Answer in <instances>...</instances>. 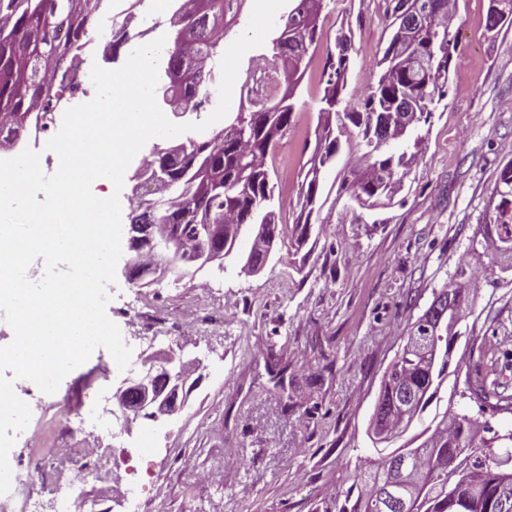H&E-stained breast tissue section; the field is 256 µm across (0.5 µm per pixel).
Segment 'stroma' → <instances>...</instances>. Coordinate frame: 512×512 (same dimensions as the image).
Here are the masks:
<instances>
[{"label":"stroma","instance_id":"obj_1","mask_svg":"<svg viewBox=\"0 0 512 512\" xmlns=\"http://www.w3.org/2000/svg\"><path fill=\"white\" fill-rule=\"evenodd\" d=\"M491 0H458L452 28L458 52L447 104L437 107L411 172L391 198L363 209L327 200L298 250L275 245L264 268L243 271L242 236L223 260L157 271L141 290L177 283L171 313L193 306V331L150 351L209 359L190 366L197 384L183 408L154 428L137 464L146 485L141 512H323L328 493L349 487L376 452L367 434L383 375L435 291L469 260L496 175L512 160V26L487 31ZM385 0H336L306 70L292 130L268 156L280 193L279 224L299 209L300 170L315 143L321 61L336 31L349 26L357 50L350 88L372 83L376 53L389 39ZM476 292L449 358L448 378L404 445L435 413L478 416L466 373L483 348L512 387V274L483 261ZM223 282L213 295L210 282Z\"/></svg>","mask_w":512,"mask_h":512}]
</instances>
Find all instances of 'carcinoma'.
<instances>
[{
  "label": "carcinoma",
  "mask_w": 512,
  "mask_h": 512,
  "mask_svg": "<svg viewBox=\"0 0 512 512\" xmlns=\"http://www.w3.org/2000/svg\"><path fill=\"white\" fill-rule=\"evenodd\" d=\"M104 0H0V136L13 143L30 127L45 130V116L53 111L55 100L49 94L51 82L61 72L64 61L86 45L89 27L101 12ZM333 0H292L283 23L269 40L267 52L258 55L279 84H288L284 94L269 104L255 102L249 112L227 117L225 124H240L236 138L221 129L207 137L209 151L196 157L199 140L183 141L184 156L167 154L162 168L171 184L166 201L139 199V210L128 214L125 229L134 224H171L179 233L183 248L192 250L201 228L195 214L214 208L223 213L224 240L221 250L232 252L241 226L270 224L271 233L300 247L310 238L311 217L322 196L321 168L340 150L341 141L349 152L359 156L362 165L349 170L363 177L349 180L343 175L337 195L348 194L361 206H373L372 199L388 195L391 187L406 175L420 141V131L431 125L435 105L447 96L448 73L456 40L448 30V13L456 11L449 0H389L393 33L378 58L377 79L356 99L348 98V78L355 51L351 29L339 28L335 50H330L322 68V96L319 99L315 148L304 173L306 186L297 223L284 232L274 223L275 204L272 178L266 158L271 139L293 125L294 97L304 72V59L322 38L321 14H330ZM486 27L493 31L512 25V0H492ZM238 0H173L176 27L173 49L167 52L165 75L168 82L160 90L181 98L202 99L213 84L221 60L224 37L230 26L224 18L237 20ZM224 179L214 185L208 170ZM493 195L499 198L493 215L471 242L475 258L497 259L505 245L512 248V161L496 177ZM475 271L458 266L455 278L444 288L477 287ZM455 336L440 342L442 365L425 370L406 354L396 356L399 372L383 379L378 395L381 409L397 420L403 395H419L412 406L414 414L425 411L448 376L447 368ZM470 394L480 407L512 412V396L498 391L500 384L487 382L481 372L467 376ZM489 423L446 410L441 421L415 448L413 466L454 487L458 500L472 504L469 512H512V501L503 510H485L484 504L496 495L501 466L500 454L493 448H512V430L486 440ZM392 454L376 460L357 475L345 490L331 495V512H385V503L371 500L364 492L367 479L385 476L393 469ZM416 512H451L440 499L435 485L424 489Z\"/></svg>",
  "instance_id": "obj_1"
}]
</instances>
